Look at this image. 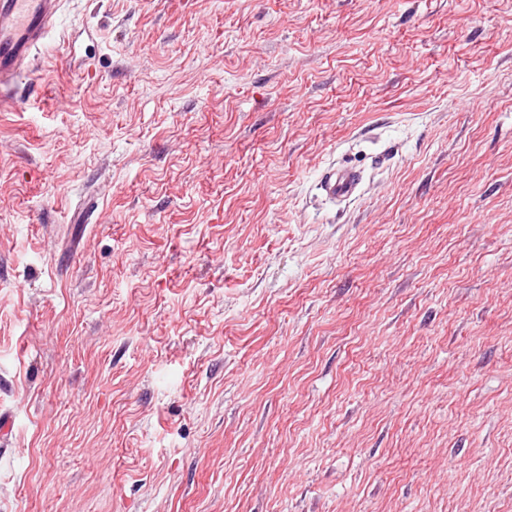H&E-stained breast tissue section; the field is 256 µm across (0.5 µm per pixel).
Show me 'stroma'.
<instances>
[{
	"label": "stroma",
	"instance_id": "stroma-1",
	"mask_svg": "<svg viewBox=\"0 0 512 512\" xmlns=\"http://www.w3.org/2000/svg\"><path fill=\"white\" fill-rule=\"evenodd\" d=\"M13 95L0 512H512V0H63ZM362 182L360 171L349 165H331L323 173L319 189L333 203L349 202L359 193Z\"/></svg>",
	"mask_w": 512,
	"mask_h": 512
}]
</instances>
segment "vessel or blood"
Instances as JSON below:
<instances>
[{"label":"vessel or blood","mask_w":512,"mask_h":512,"mask_svg":"<svg viewBox=\"0 0 512 512\" xmlns=\"http://www.w3.org/2000/svg\"><path fill=\"white\" fill-rule=\"evenodd\" d=\"M61 0H0V89L21 82L30 72L37 52L53 28ZM360 171L332 165L323 173L319 189L331 202L354 199L361 186Z\"/></svg>","instance_id":"b4317fda"}]
</instances>
